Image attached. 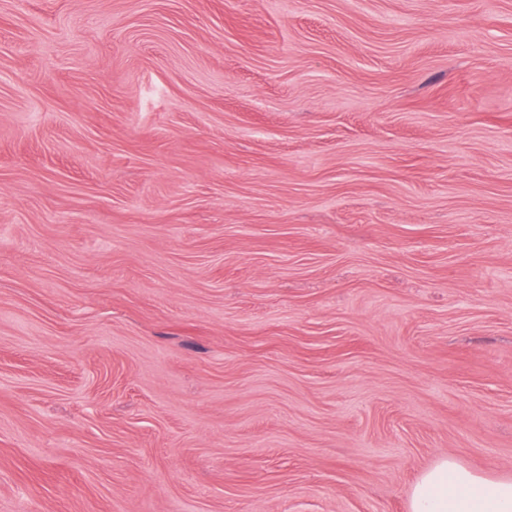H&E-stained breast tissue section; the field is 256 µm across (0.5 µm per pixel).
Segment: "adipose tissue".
Masks as SVG:
<instances>
[{
    "mask_svg": "<svg viewBox=\"0 0 512 512\" xmlns=\"http://www.w3.org/2000/svg\"><path fill=\"white\" fill-rule=\"evenodd\" d=\"M407 512H512V477H491L442 456L412 486Z\"/></svg>",
    "mask_w": 512,
    "mask_h": 512,
    "instance_id": "1",
    "label": "adipose tissue"
}]
</instances>
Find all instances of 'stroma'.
Listing matches in <instances>:
<instances>
[{
    "mask_svg": "<svg viewBox=\"0 0 512 512\" xmlns=\"http://www.w3.org/2000/svg\"><path fill=\"white\" fill-rule=\"evenodd\" d=\"M512 476V0H0V512H406ZM408 512H512V477H491L441 456L411 488Z\"/></svg>",
    "mask_w": 512,
    "mask_h": 512,
    "instance_id": "stroma-1",
    "label": "stroma"
}]
</instances>
